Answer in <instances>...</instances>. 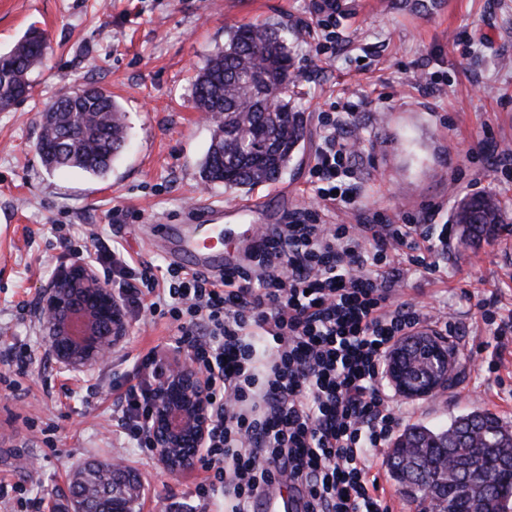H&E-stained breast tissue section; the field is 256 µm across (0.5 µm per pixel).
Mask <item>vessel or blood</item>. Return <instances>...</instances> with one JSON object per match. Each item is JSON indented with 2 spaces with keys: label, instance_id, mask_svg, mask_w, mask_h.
Listing matches in <instances>:
<instances>
[{
  "label": "vessel or blood",
  "instance_id": "b4317fda",
  "mask_svg": "<svg viewBox=\"0 0 512 512\" xmlns=\"http://www.w3.org/2000/svg\"><path fill=\"white\" fill-rule=\"evenodd\" d=\"M248 206L208 207L195 210L179 224H156L152 234L156 239L172 243L180 260L188 267L216 273L235 268L241 262L226 221L251 215ZM262 512H302L303 502L296 491L277 484L261 492Z\"/></svg>",
  "mask_w": 512,
  "mask_h": 512
}]
</instances>
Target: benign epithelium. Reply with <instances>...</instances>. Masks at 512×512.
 <instances>
[{"instance_id": "obj_1", "label": "benign epithelium", "mask_w": 512, "mask_h": 512, "mask_svg": "<svg viewBox=\"0 0 512 512\" xmlns=\"http://www.w3.org/2000/svg\"><path fill=\"white\" fill-rule=\"evenodd\" d=\"M39 309L51 350L66 369L107 358L127 328L112 289L83 263L52 278L39 296ZM452 372L448 348L428 333L402 339L386 355L389 384L406 400L435 397L448 387ZM210 426L204 379L187 366L165 377L153 398L151 425L161 465L172 474L192 469Z\"/></svg>"}]
</instances>
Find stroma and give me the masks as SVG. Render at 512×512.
Here are the masks:
<instances>
[{
    "mask_svg": "<svg viewBox=\"0 0 512 512\" xmlns=\"http://www.w3.org/2000/svg\"><path fill=\"white\" fill-rule=\"evenodd\" d=\"M319 0H0V50L29 26L50 49L31 76L33 92L0 112V371L23 350L32 361L0 384V479L41 499L44 512L70 507L72 473L109 459L142 482V512H214L194 493L196 470L174 475L140 449L124 446L112 401L125 388L130 358L169 342L167 319L127 316V332L106 362L62 371L39 319L41 291L75 264L81 240L69 225L92 226L140 262L170 264L151 227L171 224L197 205L262 200L258 224H283L311 202L309 170L319 113L355 104L364 127L355 163L359 214L400 218L433 202L449 220L463 197L504 193L498 177L512 147V0H356L322 24ZM288 23L296 106L305 119L294 162L276 182L250 190L203 184L198 165L210 125L190 103L195 69L229 28ZM95 82L122 106L129 136L111 172L95 177L47 170L36 153L43 109L64 88ZM403 291L453 317L457 352L446 390L417 403L402 426L445 427L472 410L512 428V340L497 347L479 303L512 316V225L474 245L452 237L448 274H416Z\"/></svg>",
    "mask_w": 512,
    "mask_h": 512,
    "instance_id": "stroma-1",
    "label": "stroma"
}]
</instances>
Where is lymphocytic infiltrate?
I'll return each instance as SVG.
<instances>
[{"label": "lymphocytic infiltrate", "instance_id": "1", "mask_svg": "<svg viewBox=\"0 0 512 512\" xmlns=\"http://www.w3.org/2000/svg\"><path fill=\"white\" fill-rule=\"evenodd\" d=\"M320 123L314 208L271 226L234 270L145 266L88 226L72 229L88 243L80 259L109 271L122 310L169 319L173 350L204 378L212 425L195 495L221 500L223 512H255L276 483L304 493V512H389L370 474L373 450L403 412L386 354L421 328L452 330L447 315L402 294L412 273L439 271L452 225L323 220L359 206L348 180L361 124L351 107ZM172 366L154 347L134 358L113 404L118 434L134 447H150L152 393Z\"/></svg>", "mask_w": 512, "mask_h": 512}]
</instances>
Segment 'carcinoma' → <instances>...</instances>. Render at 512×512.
Returning a JSON list of instances; mask_svg holds the SVG:
<instances>
[{
    "label": "carcinoma",
    "mask_w": 512,
    "mask_h": 512,
    "mask_svg": "<svg viewBox=\"0 0 512 512\" xmlns=\"http://www.w3.org/2000/svg\"><path fill=\"white\" fill-rule=\"evenodd\" d=\"M287 27L280 22L244 24L228 31L224 46L197 67L191 102L211 115L210 143L200 164L204 184L251 189L280 178L304 134L303 116L294 109L295 70ZM49 49L36 26L0 52V102L10 106L31 91L29 76ZM126 115L112 92L87 84L66 88L43 110L36 150L47 169L72 168L102 176L123 151ZM505 203L494 192L461 199L453 222L468 240L497 235L506 224ZM512 448V431L491 414L473 410L444 428L414 424L388 455L391 475L411 500L431 495L443 512H512V468L499 449ZM474 462L491 472L485 487L472 490L459 474ZM139 484L127 470L92 463L70 482L71 504L83 512H118Z\"/></svg>",
    "instance_id": "1"
}]
</instances>
